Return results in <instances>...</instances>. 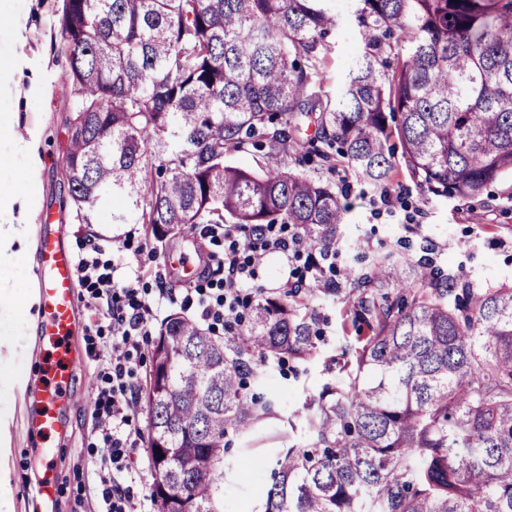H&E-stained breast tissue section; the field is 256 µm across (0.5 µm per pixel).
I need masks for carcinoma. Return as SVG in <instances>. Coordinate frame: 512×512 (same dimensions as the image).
Here are the masks:
<instances>
[{
    "mask_svg": "<svg viewBox=\"0 0 512 512\" xmlns=\"http://www.w3.org/2000/svg\"><path fill=\"white\" fill-rule=\"evenodd\" d=\"M362 42L338 95L317 89L335 0H62L74 219L162 227L289 224L320 251L346 211L336 184L406 168L435 197L512 174V0H356ZM312 133L303 136V131ZM267 148L256 168L224 161ZM343 322L367 332L307 405L259 512H512V282L372 258L346 272ZM313 315L261 297L229 335L179 313L152 344L143 402L157 512H224V454L271 402L268 364L318 351ZM162 453H157V450Z\"/></svg>",
    "mask_w": 512,
    "mask_h": 512,
    "instance_id": "cac0c4a2",
    "label": "carcinoma"
}]
</instances>
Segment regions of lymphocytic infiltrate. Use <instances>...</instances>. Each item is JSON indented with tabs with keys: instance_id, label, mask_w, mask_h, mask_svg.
<instances>
[{
	"instance_id": "obj_1",
	"label": "lymphocytic infiltrate",
	"mask_w": 512,
	"mask_h": 512,
	"mask_svg": "<svg viewBox=\"0 0 512 512\" xmlns=\"http://www.w3.org/2000/svg\"><path fill=\"white\" fill-rule=\"evenodd\" d=\"M304 247L299 236H281L271 226L260 229L244 242L231 243L224 254V276L214 281L213 292L187 289L181 304L186 308L197 307L201 320L229 322L237 317L242 305L241 283L253 277L256 265L267 252L275 250L296 258ZM77 270L82 274V284L90 289L92 299L106 308L112 326L110 370L99 376L100 464L92 470L91 490L101 501V512H147L145 497L134 493L141 470L127 455L126 447L131 438L139 434L132 426L136 399L131 356L150 336L147 325L150 308L138 299L133 284L114 285L111 273L101 271L97 258L91 254L79 257Z\"/></svg>"
}]
</instances>
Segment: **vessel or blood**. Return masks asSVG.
Segmentation results:
<instances>
[{"instance_id":"1","label":"vessel or blood","mask_w":512,"mask_h":512,"mask_svg":"<svg viewBox=\"0 0 512 512\" xmlns=\"http://www.w3.org/2000/svg\"><path fill=\"white\" fill-rule=\"evenodd\" d=\"M41 277L40 305L47 316L42 336L45 346L54 350V367L42 375L41 407L35 418L39 432L48 434L57 430L56 413L62 397L69 389L74 358L65 342L72 334L78 308L77 286L74 278L75 256L65 242L52 234H42L38 240Z\"/></svg>"}]
</instances>
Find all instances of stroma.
<instances>
[{"label":"stroma","instance_id":"1","mask_svg":"<svg viewBox=\"0 0 512 512\" xmlns=\"http://www.w3.org/2000/svg\"><path fill=\"white\" fill-rule=\"evenodd\" d=\"M62 0H0V7L15 17V30L0 35V56L11 58L12 73L0 76V121L25 134L33 154L41 160L37 180L28 177L29 157L15 151L8 135L0 134V191L23 202L27 209L24 228L28 243H36L40 224H62L75 253L94 246L101 263L112 265L116 283L134 282L140 296L153 305L152 328L175 308L158 301V289L183 288L181 258L220 260L230 245L223 234L189 230L169 233L157 241L141 224H115L109 211H101L96 223L78 224L68 204L64 156L67 142L63 119L70 106L64 81L66 62L57 55L54 16ZM355 0H336L338 26L320 78L323 93L340 90L359 36L353 26ZM32 154V155H33ZM336 183L350 187L351 208L336 237L335 265L316 275V286L305 300L315 312L323 336L317 358L308 364L290 362L267 370V389L275 405L270 414L244 434L233 435L232 451L224 461V508L226 512H254L259 504L257 483L243 474L245 462L271 466L277 453L302 439L306 403L324 386L336 384L341 372L333 361L346 337L341 327L344 301L351 297L345 279L347 269L360 266L362 257L386 251L404 253L406 247L429 243L430 258L462 279L486 283L512 280V177L488 188L479 198L443 200L421 189L405 166H398L394 186L405 194L401 204L389 209L379 203L378 189L361 183L347 171L337 170ZM415 223H407V216ZM304 259L287 262L279 252L267 254L246 282L242 295L282 294L290 267H304ZM38 258L36 251L0 265V278H11L18 304L30 308L31 318H19L12 339L23 347L30 361L46 365L50 354L39 343L41 315L38 306ZM85 286L77 288L81 332L72 345L77 357L71 374L65 409L66 434L44 440L47 454L32 451L28 390L17 393L11 406L8 460L10 482L0 487L8 512H37L33 491L44 464L55 469L58 500L55 512H99L98 500L89 496L87 475L97 456L96 400L99 356L112 334L106 309L91 310Z\"/></svg>","mask_w":512,"mask_h":512}]
</instances>
